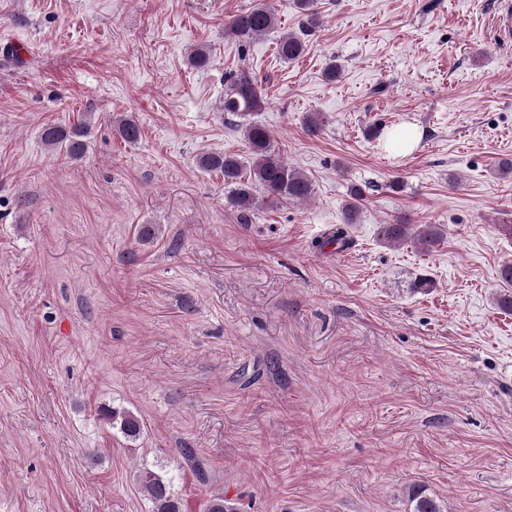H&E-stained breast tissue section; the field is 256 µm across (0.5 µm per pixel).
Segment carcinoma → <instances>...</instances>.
Masks as SVG:
<instances>
[{
  "label": "carcinoma",
  "instance_id": "cac0c4a2",
  "mask_svg": "<svg viewBox=\"0 0 512 512\" xmlns=\"http://www.w3.org/2000/svg\"><path fill=\"white\" fill-rule=\"evenodd\" d=\"M275 11L263 0L253 7L234 15L227 23L226 30L239 45L245 46L256 38L277 28ZM304 39L294 33L279 37L277 53L285 61L298 59L306 50ZM261 107V98L256 83L244 72H233L226 76L224 103L220 110L244 118ZM248 145L249 156L236 153H208L199 158V166L206 171L222 174L224 177L225 200L228 206L247 220L256 208V190L273 202L280 200L300 203L312 193L311 181L300 170L278 155L271 145V134L262 124L248 122L239 125ZM118 130L122 138L135 143L140 137L136 120L127 118L119 121ZM88 127H71L51 124L44 128L42 139L53 152L62 153L72 159L80 158L86 149ZM363 193L354 187L350 201L345 204V221L336 227L330 241L345 247L349 245L346 225L356 223ZM380 239L387 245L400 244L413 237L421 244L431 246L437 242L440 229L423 225L414 229L409 224L382 225ZM105 414L112 426L123 436L136 441L142 434L140 419L128 410L107 409ZM136 481L146 499L151 503V512H181V503L173 491V478L165 473L144 466L136 473ZM412 512H445L439 499L428 493L424 485H415L409 490ZM205 512H237L236 502L222 494H215L205 504Z\"/></svg>",
  "mask_w": 512,
  "mask_h": 512
}]
</instances>
